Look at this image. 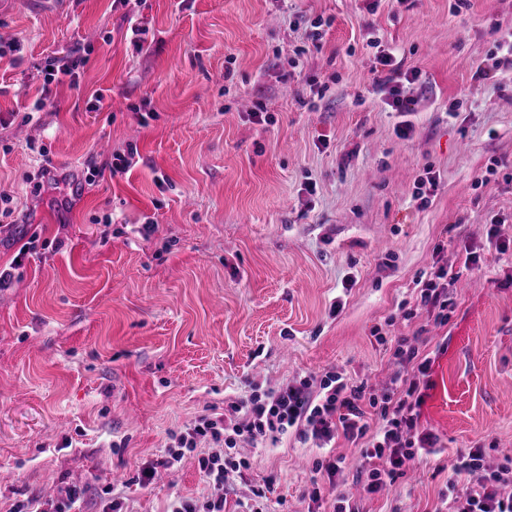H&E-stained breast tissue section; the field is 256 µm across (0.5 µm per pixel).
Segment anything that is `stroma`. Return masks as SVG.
Segmentation results:
<instances>
[{
    "label": "stroma",
    "mask_w": 512,
    "mask_h": 512,
    "mask_svg": "<svg viewBox=\"0 0 512 512\" xmlns=\"http://www.w3.org/2000/svg\"><path fill=\"white\" fill-rule=\"evenodd\" d=\"M510 33L512 0H0V42L23 44L0 63V189L18 202L0 220V512L82 484L83 512L217 496L190 461L146 489L130 479L253 391L327 371L381 391L400 339L431 360L418 424L443 452L361 512H435L474 445L490 467L512 459V249L487 240L494 221L512 241L496 49ZM376 39L417 74L406 138L373 84ZM77 45L76 80L44 84L51 52ZM32 140L61 181L37 177ZM116 155L127 173L78 179ZM440 268L444 325L415 304ZM239 452L251 468L230 476L224 512L262 478L271 505L307 512L318 449L290 434Z\"/></svg>",
    "instance_id": "1"
}]
</instances>
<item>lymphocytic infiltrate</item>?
Here are the masks:
<instances>
[{
    "mask_svg": "<svg viewBox=\"0 0 512 512\" xmlns=\"http://www.w3.org/2000/svg\"><path fill=\"white\" fill-rule=\"evenodd\" d=\"M376 63L385 72L374 81L385 95V104L396 112L407 111L403 88L414 81L415 72L403 70L392 47L381 50ZM393 358L402 372L378 395L369 392L366 382L328 371L304 376L275 390L252 392L224 412L200 415L173 435L171 445L159 458L140 467L137 480L146 486L158 469L177 471L204 442L213 452L198 458V471L204 481L221 486L229 474L249 467L248 460L237 451L241 441L256 446L292 432L301 443L319 449L331 447L340 437L365 440L356 481L364 496L376 495L404 479L419 456L438 452L436 437L418 432L415 413L422 402L420 379L427 375L430 362L420 359L415 347L402 343L395 348ZM373 415L381 420L375 429L369 422ZM313 469L326 474L333 494L325 498L320 490H313L308 512H360L354 496L339 488L343 470L338 461L318 458ZM450 469L446 489L449 512H512V492L505 490L512 482V470L505 466L487 470L484 449L460 453L451 461ZM473 473L481 476L474 487L463 481Z\"/></svg>",
    "mask_w": 512,
    "mask_h": 512,
    "instance_id": "lymphocytic-infiltrate-1",
    "label": "lymphocytic infiltrate"
}]
</instances>
